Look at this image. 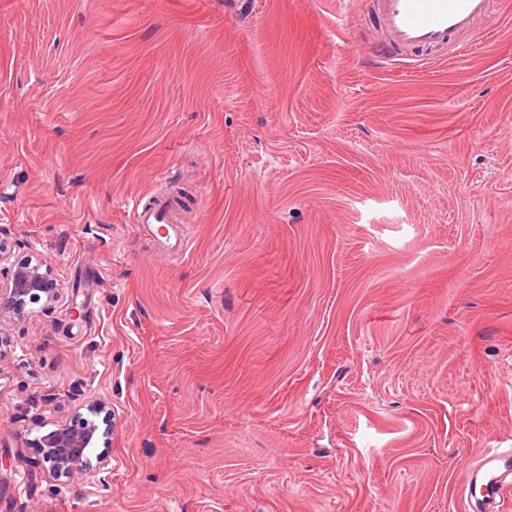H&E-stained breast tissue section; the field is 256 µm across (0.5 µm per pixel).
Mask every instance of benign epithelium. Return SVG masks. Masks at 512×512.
Returning a JSON list of instances; mask_svg holds the SVG:
<instances>
[{
    "label": "benign epithelium",
    "mask_w": 512,
    "mask_h": 512,
    "mask_svg": "<svg viewBox=\"0 0 512 512\" xmlns=\"http://www.w3.org/2000/svg\"><path fill=\"white\" fill-rule=\"evenodd\" d=\"M57 292L58 284L44 262L14 264L8 281L0 284V320L7 313L23 312L27 303L43 294L50 302ZM98 430L94 422L84 421L78 427L62 426L48 433L42 445L47 448L46 462L50 470L60 476L90 472L86 449L93 447Z\"/></svg>",
    "instance_id": "7a95c632"
}]
</instances>
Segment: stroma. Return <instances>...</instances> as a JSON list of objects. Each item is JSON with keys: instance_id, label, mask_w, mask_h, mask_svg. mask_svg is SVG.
<instances>
[{"instance_id": "stroma-1", "label": "stroma", "mask_w": 512, "mask_h": 512, "mask_svg": "<svg viewBox=\"0 0 512 512\" xmlns=\"http://www.w3.org/2000/svg\"><path fill=\"white\" fill-rule=\"evenodd\" d=\"M342 9L0 0V239L59 286L0 323V512H465L512 447V0L385 59ZM173 188L178 254L124 213ZM99 427L92 421H82L81 426L60 428L48 433L42 442L47 448L46 462L50 470L60 476L75 472L90 473L86 448L93 447ZM512 475V448H486L477 464L464 467L460 473L461 489L466 498V507L472 502L477 487L483 489L484 512H498L502 492L510 483L505 478Z\"/></svg>"}]
</instances>
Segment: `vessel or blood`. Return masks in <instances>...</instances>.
Segmentation results:
<instances>
[{
    "label": "vessel or blood",
    "mask_w": 512,
    "mask_h": 512,
    "mask_svg": "<svg viewBox=\"0 0 512 512\" xmlns=\"http://www.w3.org/2000/svg\"><path fill=\"white\" fill-rule=\"evenodd\" d=\"M494 0H375L381 33L386 43L403 48L443 47L457 34L474 37L480 23L494 15ZM170 201L145 207L135 197L127 205L132 224L162 223ZM512 475V448H488L477 464L460 473L465 497L482 491L483 512H498L505 479Z\"/></svg>",
    "instance_id": "vessel-or-blood-1"
}]
</instances>
